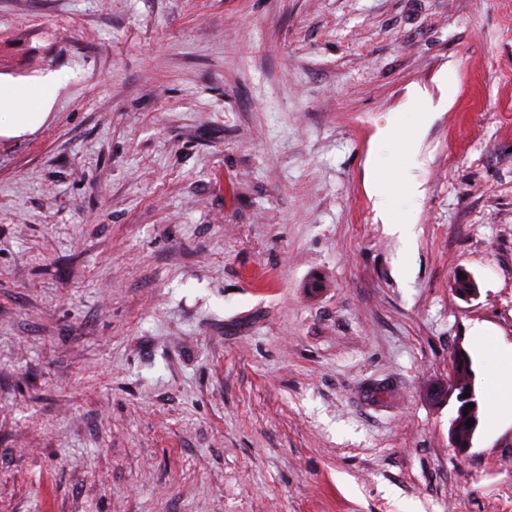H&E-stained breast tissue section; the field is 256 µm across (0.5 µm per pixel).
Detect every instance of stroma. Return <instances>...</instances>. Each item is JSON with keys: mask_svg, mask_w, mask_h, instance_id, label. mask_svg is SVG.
Instances as JSON below:
<instances>
[{"mask_svg": "<svg viewBox=\"0 0 512 512\" xmlns=\"http://www.w3.org/2000/svg\"><path fill=\"white\" fill-rule=\"evenodd\" d=\"M46 80L0 135V512H512V0H0V89ZM380 210L385 218L387 224H390L391 227L395 230V232L399 233V237L401 238L404 248L406 251H409L413 248V244L415 241V232L414 224H408L406 222H395L391 219V208L386 199H383L379 203ZM487 382V398L490 406L501 407L512 402V380L510 384L500 381L494 376H489ZM470 403H474V407L466 410L468 411L467 416L453 420L451 424L450 433L452 447L455 448L459 453L464 452L467 448L470 447L474 433L478 426L477 402L472 401ZM469 419H474V423H470L471 427H467L466 425V421Z\"/></svg>", "mask_w": 512, "mask_h": 512, "instance_id": "stroma-1", "label": "stroma"}]
</instances>
